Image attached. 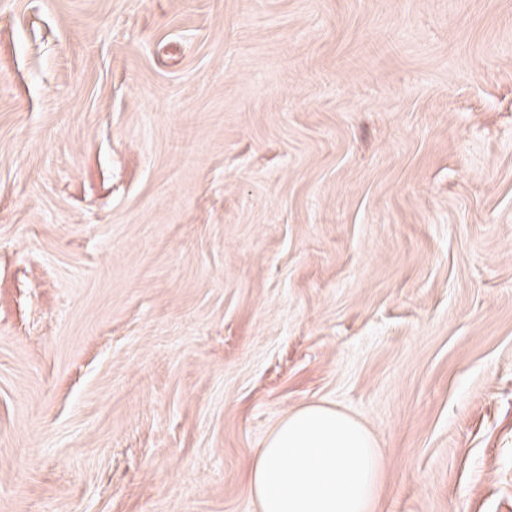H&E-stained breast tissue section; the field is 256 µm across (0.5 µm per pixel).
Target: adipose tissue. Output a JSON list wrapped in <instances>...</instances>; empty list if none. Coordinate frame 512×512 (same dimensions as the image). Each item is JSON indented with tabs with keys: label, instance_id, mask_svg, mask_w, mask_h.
Instances as JSON below:
<instances>
[{
	"label": "adipose tissue",
	"instance_id": "obj_1",
	"mask_svg": "<svg viewBox=\"0 0 512 512\" xmlns=\"http://www.w3.org/2000/svg\"><path fill=\"white\" fill-rule=\"evenodd\" d=\"M382 467L363 423L333 404H307L255 451L245 490L261 512H372Z\"/></svg>",
	"mask_w": 512,
	"mask_h": 512
}]
</instances>
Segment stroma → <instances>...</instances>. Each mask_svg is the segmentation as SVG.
<instances>
[{
  "mask_svg": "<svg viewBox=\"0 0 512 512\" xmlns=\"http://www.w3.org/2000/svg\"><path fill=\"white\" fill-rule=\"evenodd\" d=\"M319 401L512 512V0H0V512H259Z\"/></svg>",
  "mask_w": 512,
  "mask_h": 512,
  "instance_id": "35a3bbf8",
  "label": "stroma"
}]
</instances>
